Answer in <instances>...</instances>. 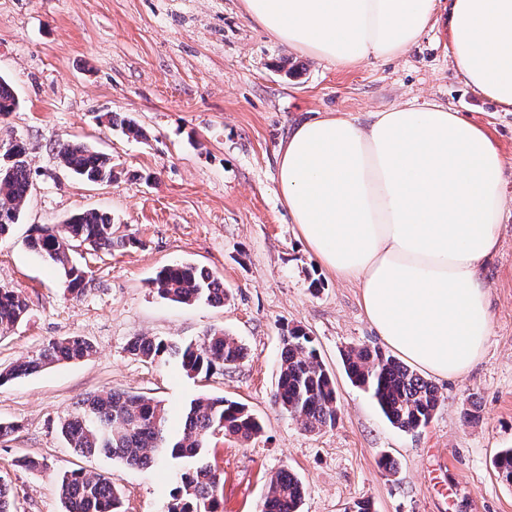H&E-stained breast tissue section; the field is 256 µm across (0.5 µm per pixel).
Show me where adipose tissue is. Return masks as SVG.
<instances>
[{"mask_svg":"<svg viewBox=\"0 0 512 512\" xmlns=\"http://www.w3.org/2000/svg\"><path fill=\"white\" fill-rule=\"evenodd\" d=\"M288 48L339 67L406 54L448 25L465 84L512 112V0H243ZM283 202L298 237L361 291L386 347L442 379L482 362L492 330L481 268L508 203L505 161L477 125L441 105L328 114L278 149Z\"/></svg>","mask_w":512,"mask_h":512,"instance_id":"ef3b65f1","label":"adipose tissue"}]
</instances>
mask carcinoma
Listing matches in <instances>:
<instances>
[{"label": "carcinoma", "instance_id": "cac0c4a2", "mask_svg": "<svg viewBox=\"0 0 512 512\" xmlns=\"http://www.w3.org/2000/svg\"><path fill=\"white\" fill-rule=\"evenodd\" d=\"M18 105L12 86L0 77V115L15 111ZM102 119L110 129L128 138H147L132 118L118 119L107 112ZM4 146L10 147V161L0 167V236L18 223L33 186L26 143L11 138L4 141ZM55 150L62 169L90 185L112 183L117 178L111 159L84 143L60 141ZM113 227L112 215L87 210L62 224L35 226L28 245L62 269L66 290L78 296L84 293L89 279L85 268L72 260L76 248L83 245L109 253L115 244H136L133 239L114 237ZM150 285L161 297L180 304H221L228 298L219 276L189 263L162 268ZM27 310L28 303L20 291L0 287V333L18 324ZM282 344L274 404L295 415L306 431L335 426L336 390L311 336L301 328H291ZM93 351L92 343L81 336L51 340L37 358L1 371L0 383L47 364L83 359ZM127 351L144 362L172 361L190 377L233 368L246 356L242 343L222 330L196 343L134 336ZM343 365L350 381L367 390L388 422L404 432L425 426L440 405L437 388L430 381L378 347L349 348L343 354ZM261 431V423L245 405L210 396L191 400L183 409L178 429L172 431L163 401L116 390L81 400L60 420L61 435L78 455H110L132 469L164 466L171 489L163 512H218L224 475L209 460L211 439L221 434L245 442ZM494 466L511 484L512 448L501 450ZM57 486L66 512H121L120 493L110 477L68 470L57 475ZM303 494L301 481L293 473L282 471L270 479L261 512H299Z\"/></svg>", "mask_w": 512, "mask_h": 512}]
</instances>
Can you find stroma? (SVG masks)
I'll return each mask as SVG.
<instances>
[{
    "label": "stroma",
    "mask_w": 512,
    "mask_h": 512,
    "mask_svg": "<svg viewBox=\"0 0 512 512\" xmlns=\"http://www.w3.org/2000/svg\"><path fill=\"white\" fill-rule=\"evenodd\" d=\"M0 77L19 100L0 116V140L23 139L34 170L21 220L0 237V285L28 302L25 320L0 335V370L53 339L81 336L96 348L0 384V420L17 426L0 440L13 512H64L56 476L78 468L114 478L124 512H162L171 488L164 467L81 457L59 434L79 400L109 389L162 400L175 417L208 395L242 402L260 418L250 441L210 442L224 471L220 512H260L283 470L304 485L301 512H348L360 500L373 512H512V485L492 466L500 449L512 448V211L482 270L493 314L486 355L461 378L435 379L438 411L406 433L346 376L344 351L381 340L359 288L336 280L300 241L278 183V147L296 122L332 112L363 123L412 101L446 106L481 127L505 160L512 196V112L455 77L446 28L426 32L398 59L345 69L279 44L242 0H0ZM105 112L134 118L146 139L106 129L98 120ZM66 139L108 154L121 179L91 187L67 177L54 151ZM88 209L111 212L116 236L130 244L81 251L76 260L92 281L76 298L27 239L34 226ZM175 262L222 277L228 300L188 305L159 296L150 280ZM294 327L309 332L335 381L334 427L305 431L272 402L282 336ZM214 330L246 349L221 374L190 378L127 350L134 336L197 342ZM467 409L475 420H464ZM385 456L394 470L381 469ZM29 459L40 468H26Z\"/></svg>",
    "instance_id": "stroma-1"
}]
</instances>
